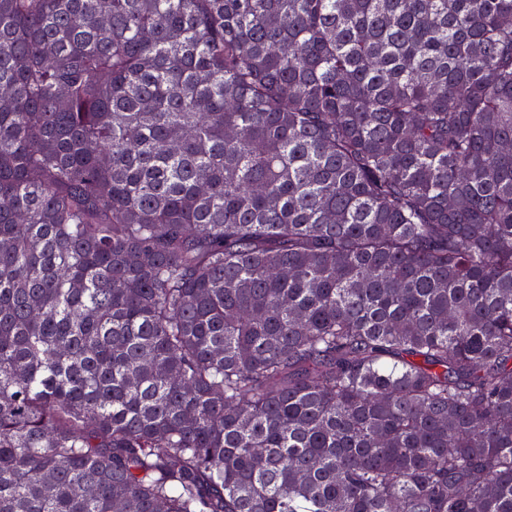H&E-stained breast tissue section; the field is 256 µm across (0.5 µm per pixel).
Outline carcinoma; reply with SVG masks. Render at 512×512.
Here are the masks:
<instances>
[{"label":"carcinoma","mask_w":512,"mask_h":512,"mask_svg":"<svg viewBox=\"0 0 512 512\" xmlns=\"http://www.w3.org/2000/svg\"><path fill=\"white\" fill-rule=\"evenodd\" d=\"M0 512H512V0H0Z\"/></svg>","instance_id":"1"}]
</instances>
